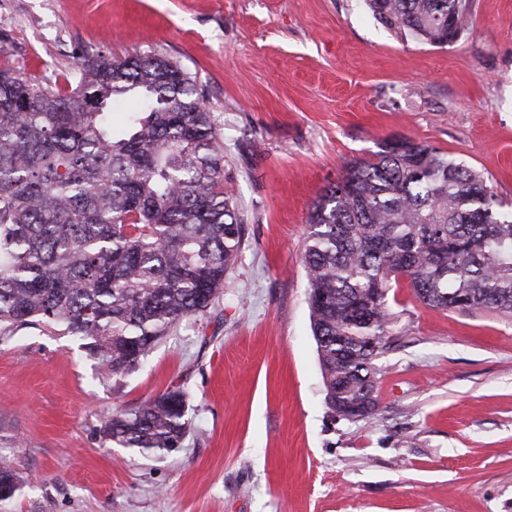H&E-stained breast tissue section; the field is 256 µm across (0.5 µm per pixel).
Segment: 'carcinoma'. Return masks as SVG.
I'll list each match as a JSON object with an SVG mask.
<instances>
[{
    "mask_svg": "<svg viewBox=\"0 0 512 512\" xmlns=\"http://www.w3.org/2000/svg\"><path fill=\"white\" fill-rule=\"evenodd\" d=\"M388 31L435 46L466 0H366ZM131 102L121 130L115 110ZM224 138L197 81L158 52H82L65 85L0 69V340L41 324L82 340L113 380L224 296L245 239ZM303 264L326 403L377 409L376 360L399 280L446 310L512 319V209L427 145L384 143L346 165L309 214ZM179 386L102 422L122 448L166 455L190 430ZM24 486L0 459V504Z\"/></svg>",
    "mask_w": 512,
    "mask_h": 512,
    "instance_id": "carcinoma-1",
    "label": "carcinoma"
}]
</instances>
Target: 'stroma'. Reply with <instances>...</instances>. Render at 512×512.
I'll list each match as a JSON object with an SVG mask.
<instances>
[{
	"mask_svg": "<svg viewBox=\"0 0 512 512\" xmlns=\"http://www.w3.org/2000/svg\"><path fill=\"white\" fill-rule=\"evenodd\" d=\"M178 62L224 137L246 226L224 297L120 382L42 327L0 344L6 512H512V321L395 289L378 409L326 405L302 254L315 200L401 137L512 204V0H469L461 36L387 31L364 0H0V67L51 85L78 50ZM191 430L167 456L103 420L172 386ZM24 478L13 466V462L7 459H0V504L11 502L19 495L23 486Z\"/></svg>",
	"mask_w": 512,
	"mask_h": 512,
	"instance_id": "35a3bbf8",
	"label": "stroma"
}]
</instances>
